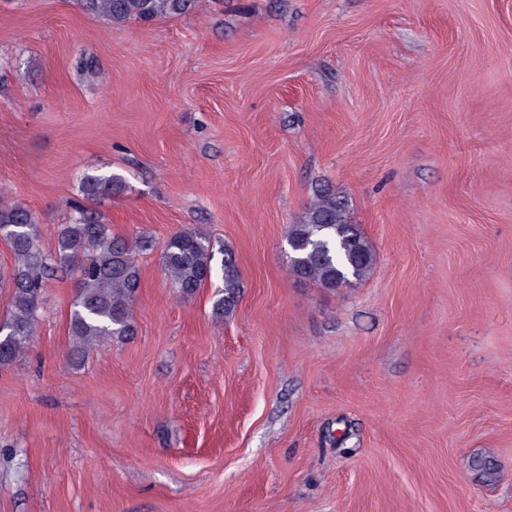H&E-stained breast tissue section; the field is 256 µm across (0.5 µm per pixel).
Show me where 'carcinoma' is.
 Wrapping results in <instances>:
<instances>
[{
  "label": "carcinoma",
  "mask_w": 512,
  "mask_h": 512,
  "mask_svg": "<svg viewBox=\"0 0 512 512\" xmlns=\"http://www.w3.org/2000/svg\"><path fill=\"white\" fill-rule=\"evenodd\" d=\"M81 9L114 25L143 28L167 18L189 14L198 0H78ZM125 177L115 172H86L80 177L84 203L70 223L61 227L55 251L39 244L34 214L0 201V237L10 246L16 264L9 278L11 308L0 333V367L16 362L28 349L40 316L42 292L50 276L76 270L77 290L69 315V331L77 347L89 350L107 339H127L136 333L132 307L141 285V270L133 253L153 247L144 236L123 241L112 235L97 204L105 196L123 194ZM289 272L297 279L335 291L371 277L376 255L359 224L348 220L346 201L328 188L314 199L288 228ZM221 271L223 288L213 302V314H232L241 298L243 279L228 248ZM215 243L191 227L174 232L165 242L163 263L176 294L193 297L212 280Z\"/></svg>",
  "instance_id": "cac0c4a2"
}]
</instances>
